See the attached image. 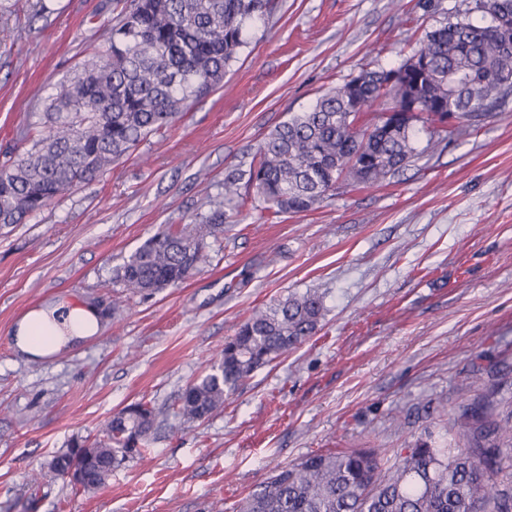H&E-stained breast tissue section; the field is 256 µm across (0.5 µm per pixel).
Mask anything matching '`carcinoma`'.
<instances>
[{
    "label": "carcinoma",
    "instance_id": "carcinoma-1",
    "mask_svg": "<svg viewBox=\"0 0 512 512\" xmlns=\"http://www.w3.org/2000/svg\"><path fill=\"white\" fill-rule=\"evenodd\" d=\"M275 0H125L107 45L81 72L58 84L36 137L0 163V224H22L58 196L89 185L127 158L151 132L173 122L191 99L218 89L247 21L270 14ZM483 25L455 17L424 31L396 68H363L272 129L258 147L249 182L274 214L311 209L336 182L379 184L420 157L412 125L368 135L364 113L415 103L427 119L448 110L477 124L512 95V0H475ZM224 234V212L170 225L120 268L125 287L154 295L189 278L207 239ZM322 298L307 292L273 301L224 342L209 372L186 385L175 416L201 422L259 369L321 329ZM158 425L155 407L131 403L104 423V436L74 439L52 456L50 473L75 489H101L130 455L144 456ZM462 446L419 440L392 461L381 448L308 455L282 467L243 497L236 512H512V377L497 374L454 419Z\"/></svg>",
    "mask_w": 512,
    "mask_h": 512
}]
</instances>
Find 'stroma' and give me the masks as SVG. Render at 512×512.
I'll list each match as a JSON object with an SVG mask.
<instances>
[{
    "instance_id": "obj_1",
    "label": "stroma",
    "mask_w": 512,
    "mask_h": 512,
    "mask_svg": "<svg viewBox=\"0 0 512 512\" xmlns=\"http://www.w3.org/2000/svg\"><path fill=\"white\" fill-rule=\"evenodd\" d=\"M44 2L37 15L33 0H5L0 157L112 24V0ZM472 3L278 0L247 22L221 88L103 177L0 228V512H235L273 471L329 448L455 440L462 388L512 370V103L383 183L339 181L305 212L261 213L248 177L288 114L362 68L399 66L416 30L462 11L484 24ZM216 208L224 237L190 279L147 299L126 291L119 268L160 225ZM310 290L327 309L316 335L208 420L174 418L245 317ZM63 296L101 308L106 330L55 359H20L17 319ZM141 399L165 418L145 457L93 494L47 476L51 455Z\"/></svg>"
}]
</instances>
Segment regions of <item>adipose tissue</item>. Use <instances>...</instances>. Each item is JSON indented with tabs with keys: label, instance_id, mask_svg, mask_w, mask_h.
<instances>
[{
	"label": "adipose tissue",
	"instance_id": "adipose-tissue-1",
	"mask_svg": "<svg viewBox=\"0 0 512 512\" xmlns=\"http://www.w3.org/2000/svg\"><path fill=\"white\" fill-rule=\"evenodd\" d=\"M102 329L96 306L61 300L25 313L15 324L12 340L21 356L48 360Z\"/></svg>",
	"mask_w": 512,
	"mask_h": 512
}]
</instances>
